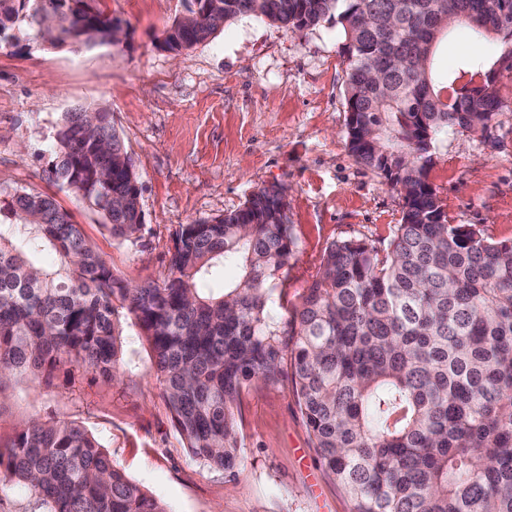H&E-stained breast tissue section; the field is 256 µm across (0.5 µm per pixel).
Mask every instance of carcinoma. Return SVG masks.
Instances as JSON below:
<instances>
[{
	"label": "carcinoma",
	"mask_w": 512,
	"mask_h": 512,
	"mask_svg": "<svg viewBox=\"0 0 512 512\" xmlns=\"http://www.w3.org/2000/svg\"><path fill=\"white\" fill-rule=\"evenodd\" d=\"M161 47L183 54L240 17L293 32L328 23L347 42V146L404 200L387 245L331 243L299 305L272 300L294 255L288 204L267 189L175 233L162 283L124 285L49 195L0 206V394L62 366L113 381L127 321L153 353L183 447L233 476L241 394L290 379L323 470L351 512H512V242L450 224L428 181L433 140L484 131L490 84L443 96L434 59L448 28L494 32L512 57V0H182ZM123 20L96 0H0V49L20 35L58 48L111 44ZM66 112L48 179L133 242L141 189L112 113ZM36 512H168L81 426L28 421L0 443V487Z\"/></svg>",
	"instance_id": "1"
}]
</instances>
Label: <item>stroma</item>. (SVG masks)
Returning <instances> with one entry per match:
<instances>
[{
	"mask_svg": "<svg viewBox=\"0 0 512 512\" xmlns=\"http://www.w3.org/2000/svg\"><path fill=\"white\" fill-rule=\"evenodd\" d=\"M98 5L126 20L120 43L0 50L1 191L54 196L117 280L145 283L167 276L181 225L232 213L258 189L283 185L297 249L283 291L273 295L282 312L300 302L332 242L388 243L404 201L348 150L347 53L336 27L291 32L242 17L176 56L160 39L181 0ZM434 69L457 88L492 81L502 108L487 131L437 135L428 180L449 223L512 240V62L502 59L496 35L457 25ZM81 107L111 112L131 157L144 214L136 241L113 239L99 213L47 179L58 123ZM125 341L121 380L82 379L81 398L62 368L6 390L0 436L32 418L74 421L169 512H350L317 460L290 382L256 381L243 391L244 440L232 478L187 454L149 345L132 325Z\"/></svg>",
	"mask_w": 512,
	"mask_h": 512,
	"instance_id": "obj_1",
	"label": "stroma"
}]
</instances>
